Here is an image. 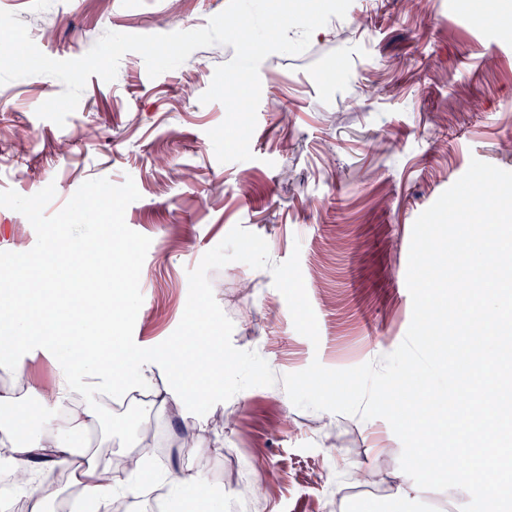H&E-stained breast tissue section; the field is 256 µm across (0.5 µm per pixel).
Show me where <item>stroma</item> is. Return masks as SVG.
I'll return each instance as SVG.
<instances>
[{"label": "stroma", "mask_w": 512, "mask_h": 512, "mask_svg": "<svg viewBox=\"0 0 512 512\" xmlns=\"http://www.w3.org/2000/svg\"><path fill=\"white\" fill-rule=\"evenodd\" d=\"M498 21H466L467 0H352L343 19L317 29L298 55L260 65L261 100L251 160L218 162L208 130L222 103L185 99L183 83L206 91L231 46L194 51L178 68L149 77L126 53L117 77L91 76L64 126L37 117L60 94L56 78L0 85V191L30 196L47 185L60 211L80 185L133 178L140 193L125 211L150 238L143 303L133 337L150 348L178 327L189 270L234 226L263 237L272 262L299 252L319 341L293 324L270 270L232 262L211 271L216 301L232 320V343L256 351L276 375L312 360L347 369L378 360L403 341L412 316L406 271L412 227L479 159L512 171V0ZM228 0H0L31 39L57 60L85 55L108 31L164 34L207 26ZM69 150L59 153L57 143ZM36 243L21 213L0 207V266L12 244ZM249 280L242 290L241 280ZM227 414L206 453L181 445L184 424L156 406H102L96 435L110 454L150 420L157 438L147 461L158 478L117 497L124 512H153L150 491L172 496V471L200 470L182 502L210 512H460L464 490L398 494L400 440L381 418L303 410L283 385L253 387L216 404Z\"/></svg>", "instance_id": "stroma-1"}]
</instances>
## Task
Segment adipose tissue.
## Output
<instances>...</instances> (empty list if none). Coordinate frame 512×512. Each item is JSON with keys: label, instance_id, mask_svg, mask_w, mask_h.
Returning a JSON list of instances; mask_svg holds the SVG:
<instances>
[{"label": "adipose tissue", "instance_id": "adipose-tissue-1", "mask_svg": "<svg viewBox=\"0 0 512 512\" xmlns=\"http://www.w3.org/2000/svg\"><path fill=\"white\" fill-rule=\"evenodd\" d=\"M115 264L111 246L82 247L79 265L97 270L106 302L105 307L84 311L67 302L78 278L50 266L18 295L13 287L22 282L21 269L0 267V410L5 413L0 419V445L12 448L7 459L10 475L31 501L32 512H42L51 497L37 480L44 469L67 471L80 490L85 512H112L114 498L128 489V478L144 472L147 464L142 457L129 456L127 468L117 471L81 453L71 441L100 425L101 402L116 386L134 393L149 386L155 368L163 365L186 396L200 391L211 398L223 391L220 337L192 331L171 346L113 352L112 333L129 305L123 282L112 275ZM49 307L64 324V334L41 335L38 324ZM36 350L64 361L58 382L43 384L30 375L28 360ZM130 363L135 366L134 379L125 384L121 377ZM197 367L205 368L204 378H195Z\"/></svg>", "mask_w": 512, "mask_h": 512}]
</instances>
